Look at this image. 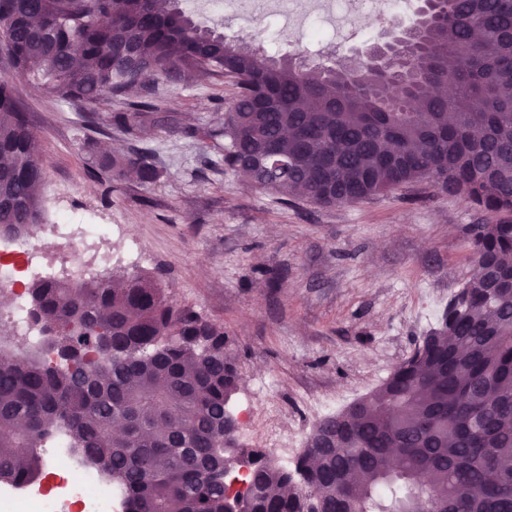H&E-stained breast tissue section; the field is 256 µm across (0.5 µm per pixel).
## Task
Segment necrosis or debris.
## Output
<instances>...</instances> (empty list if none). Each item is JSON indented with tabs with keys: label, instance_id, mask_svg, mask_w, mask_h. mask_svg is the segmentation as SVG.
I'll return each instance as SVG.
<instances>
[{
	"label": "necrosis or debris",
	"instance_id": "necrosis-or-debris-1",
	"mask_svg": "<svg viewBox=\"0 0 512 512\" xmlns=\"http://www.w3.org/2000/svg\"><path fill=\"white\" fill-rule=\"evenodd\" d=\"M44 230L58 245L50 255L28 235L0 234V293L12 298L8 310L0 311V323L32 348L41 347L45 333L31 313L25 282L46 278L52 267L66 281L80 283L113 264L136 268L144 261L136 243L114 251V225L95 223L87 212L59 211ZM39 453L49 467L22 486L0 483V512H125L123 490L75 452L67 432L51 436Z\"/></svg>",
	"mask_w": 512,
	"mask_h": 512
}]
</instances>
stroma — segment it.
Wrapping results in <instances>:
<instances>
[{
	"instance_id": "35a3bbf8",
	"label": "stroma",
	"mask_w": 512,
	"mask_h": 512,
	"mask_svg": "<svg viewBox=\"0 0 512 512\" xmlns=\"http://www.w3.org/2000/svg\"><path fill=\"white\" fill-rule=\"evenodd\" d=\"M196 22L246 40L274 56L321 66L351 58L382 22L373 10L340 20L322 6L325 29L339 44L320 52L302 41L312 4L255 24L234 18L225 0H179ZM14 82L41 144L40 203L52 212L58 196L120 232L114 247L136 240L171 301L223 325L241 370L239 393L254 408L279 409L283 433L305 442L327 397L347 408L374 391L440 321L424 319L426 297L444 312L472 272L469 227L484 215L462 197L418 183L356 203L321 206L251 186L224 171V141L207 136L224 114L229 87L204 76L158 78L149 87L172 123L135 140L109 116L116 100L94 115L57 101L17 73L0 51V79ZM146 152L157 181L115 182L92 158Z\"/></svg>"
}]
</instances>
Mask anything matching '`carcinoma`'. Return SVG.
Returning <instances> with one entry per match:
<instances>
[{
    "label": "carcinoma",
    "mask_w": 512,
    "mask_h": 512,
    "mask_svg": "<svg viewBox=\"0 0 512 512\" xmlns=\"http://www.w3.org/2000/svg\"><path fill=\"white\" fill-rule=\"evenodd\" d=\"M0 49L57 100L138 136L161 107L133 91L151 75L197 73L232 88L224 167L254 187L317 205L452 181L486 223L470 229L482 273L359 408L322 421L291 471L264 448L236 447L226 405L240 372L224 327L171 302L149 277L80 286L35 282L32 313L53 360L0 349V481L28 483L37 453L67 425L75 447L126 494L127 512H512V0H443L415 24V59L310 70L200 26L175 0H8ZM455 87L451 100L438 94ZM40 145L15 87L0 81V230L39 221ZM99 167L142 183L141 153ZM124 420L123 437L112 435ZM250 487L229 498V455ZM397 455L401 469L390 472Z\"/></svg>",
    "instance_id": "cac0c4a2"
}]
</instances>
